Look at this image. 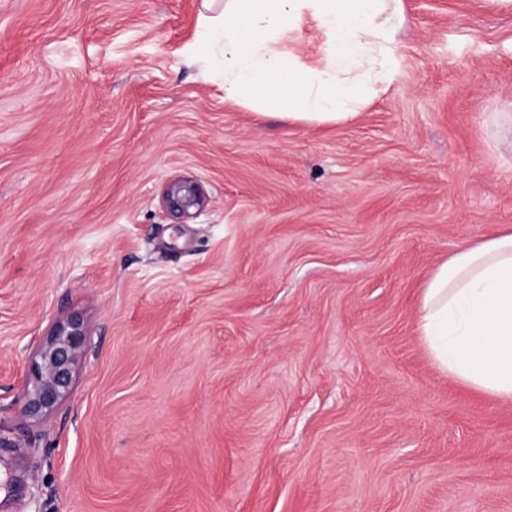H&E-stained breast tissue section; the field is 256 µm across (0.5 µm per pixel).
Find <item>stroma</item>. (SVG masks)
I'll return each instance as SVG.
<instances>
[{
	"label": "stroma",
	"instance_id": "stroma-1",
	"mask_svg": "<svg viewBox=\"0 0 512 512\" xmlns=\"http://www.w3.org/2000/svg\"><path fill=\"white\" fill-rule=\"evenodd\" d=\"M202 2L0 0V512H512V404L418 331L512 227V0H403L400 78L322 125L226 101ZM164 200L169 212L182 220L190 218L192 209L200 208L205 202L200 188L187 179L171 182ZM87 329L77 316L57 320L24 373L25 409L41 420L51 415L69 396L85 351Z\"/></svg>",
	"mask_w": 512,
	"mask_h": 512
}]
</instances>
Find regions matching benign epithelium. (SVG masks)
<instances>
[{
  "label": "benign epithelium",
  "instance_id": "7a95c632",
  "mask_svg": "<svg viewBox=\"0 0 512 512\" xmlns=\"http://www.w3.org/2000/svg\"><path fill=\"white\" fill-rule=\"evenodd\" d=\"M165 204L178 219H188L192 210L204 204L200 188L192 181L170 183ZM87 329L77 316L57 320L24 373L25 409L28 416L41 420L51 415L69 396L77 368L85 351Z\"/></svg>",
  "mask_w": 512,
  "mask_h": 512
}]
</instances>
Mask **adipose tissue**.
<instances>
[{
	"mask_svg": "<svg viewBox=\"0 0 512 512\" xmlns=\"http://www.w3.org/2000/svg\"><path fill=\"white\" fill-rule=\"evenodd\" d=\"M402 0H224L200 38L221 45L229 100L306 123H343L400 75ZM322 32V64L284 44ZM419 333L449 379L512 403V231L466 245L438 265L421 295Z\"/></svg>",
	"mask_w": 512,
	"mask_h": 512,
	"instance_id": "obj_1",
	"label": "adipose tissue"
}]
</instances>
